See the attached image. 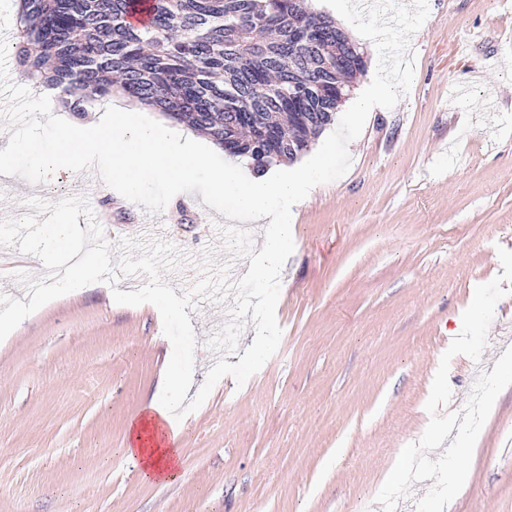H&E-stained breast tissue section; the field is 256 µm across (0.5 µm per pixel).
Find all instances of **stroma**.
<instances>
[{"mask_svg": "<svg viewBox=\"0 0 512 512\" xmlns=\"http://www.w3.org/2000/svg\"><path fill=\"white\" fill-rule=\"evenodd\" d=\"M409 95L369 114L352 166L296 210L280 275L277 351L244 386L223 377L184 420L177 475L143 481L127 430L164 381L172 347L155 306L116 304L103 283L50 301L0 342V512H382L375 498L419 441L448 339L476 285L512 250V0H428ZM87 177L93 211L112 203L117 243L148 219ZM62 174L31 195L71 196ZM25 190L0 189V216ZM181 193L154 223L180 249H222L221 214ZM188 315L194 386L226 323ZM512 346V284L481 362L454 356L450 410ZM448 512H512V386L497 397Z\"/></svg>", "mask_w": 512, "mask_h": 512, "instance_id": "35a3bbf8", "label": "stroma"}]
</instances>
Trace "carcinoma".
I'll return each instance as SVG.
<instances>
[{
  "label": "carcinoma",
  "mask_w": 512,
  "mask_h": 512,
  "mask_svg": "<svg viewBox=\"0 0 512 512\" xmlns=\"http://www.w3.org/2000/svg\"><path fill=\"white\" fill-rule=\"evenodd\" d=\"M12 57L18 75L59 91L86 117V93L129 99L206 134L256 171L288 149L254 139L274 129L308 149L338 112L336 88L364 71L358 47L336 40V22L292 10L290 0H146L149 21H128L137 0H21ZM295 112H316L301 126Z\"/></svg>",
  "instance_id": "carcinoma-1"
}]
</instances>
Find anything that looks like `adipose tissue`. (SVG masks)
<instances>
[{
  "label": "adipose tissue",
  "mask_w": 512,
  "mask_h": 512,
  "mask_svg": "<svg viewBox=\"0 0 512 512\" xmlns=\"http://www.w3.org/2000/svg\"><path fill=\"white\" fill-rule=\"evenodd\" d=\"M186 382V376L179 373L167 376L158 395L147 408L146 420L129 428L124 452L139 462L144 480L167 479L177 464V429L155 432L151 419L163 415L166 406L182 402Z\"/></svg>",
  "instance_id": "adipose-tissue-1"
}]
</instances>
